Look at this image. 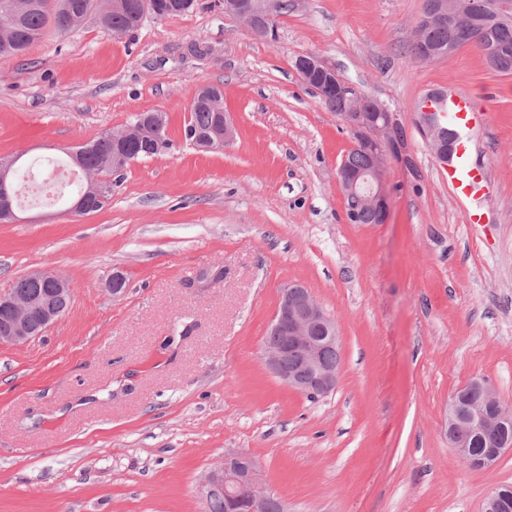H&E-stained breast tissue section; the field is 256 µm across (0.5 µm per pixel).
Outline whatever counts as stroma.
Segmentation results:
<instances>
[{"instance_id":"obj_1","label":"stroma","mask_w":512,"mask_h":512,"mask_svg":"<svg viewBox=\"0 0 512 512\" xmlns=\"http://www.w3.org/2000/svg\"><path fill=\"white\" fill-rule=\"evenodd\" d=\"M209 3L120 40L90 19L0 60L2 157L43 167L148 111L168 113L174 142L100 211L34 201L0 224V293L34 268L73 285L44 336L0 345V512H203L199 476L237 451L290 512H481L512 484V451L469 468L444 425L478 375L512 406V74L470 47L416 61L423 0H303L274 41ZM306 53L394 114L387 223L346 220L337 169L354 139L299 78ZM204 83L237 125L218 153L183 138ZM448 84L486 114L469 152L489 183L483 224L416 127L421 95ZM214 266L223 278L184 288ZM294 282L341 340L336 389L315 400L258 357ZM179 320L191 333L174 342Z\"/></svg>"}]
</instances>
